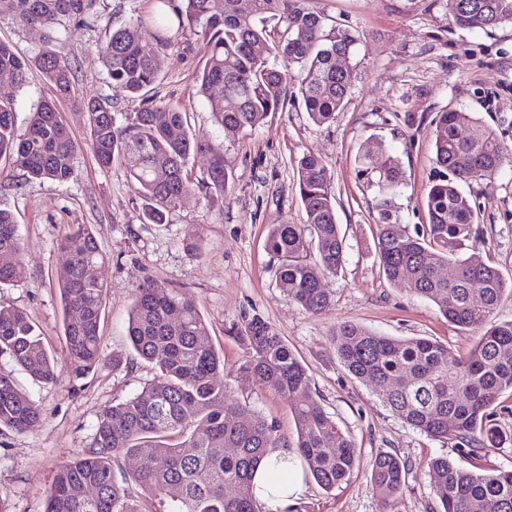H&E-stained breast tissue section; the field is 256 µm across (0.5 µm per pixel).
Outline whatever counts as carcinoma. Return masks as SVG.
<instances>
[{"label":"carcinoma","instance_id":"1","mask_svg":"<svg viewBox=\"0 0 512 512\" xmlns=\"http://www.w3.org/2000/svg\"><path fill=\"white\" fill-rule=\"evenodd\" d=\"M93 0H0V17L51 29L62 17L82 18ZM157 0L155 14L112 30L98 47L108 77L133 97L143 98L137 112L122 115L112 101L81 102L90 127V147L98 164L125 168L146 199L145 215L165 223L167 213L194 192L188 177L191 158L209 156L201 186L207 201L231 190L224 148L191 131L186 110L158 108L146 97L160 79V50L175 30L189 28L211 44V55L197 76L215 123L227 133L252 130L272 112L283 111L288 86H296L309 119L331 122L344 105L352 70L336 69V57L352 55L355 38L340 26L327 27L313 0H179L174 15ZM450 21L465 29L512 26V0H445ZM62 97L73 93L71 65L61 51L47 47L32 60L0 40V76L19 87L32 62ZM436 176L427 195V223L411 236L391 223L393 199L401 181L399 160L378 148L376 250L390 283L431 301L448 322L481 328L512 281L498 269L462 253L475 234L478 214L460 183L491 184L512 162V148L495 130L466 112L448 110L434 121ZM78 150L60 121L53 100L38 104L25 125H17L12 99H0V158L39 181L63 183L74 174ZM303 224H276L266 249L278 260V282L288 296L311 313L330 305L322 288L327 274L344 262V240L336 220V198L322 158L313 152L297 165ZM316 255L307 258L309 242ZM68 263L55 273L64 306L81 313L64 330L73 378L86 377L99 363L100 319L106 295L100 269L105 257L93 233L77 224L60 238ZM24 245L13 214L0 209V286L16 285L27 275ZM482 302H471L474 291ZM244 355L237 374L258 376L265 387L288 398L297 426V448L307 472L323 489L348 480L359 465L349 435L321 406L306 367L283 337L258 315L236 328ZM127 336L133 350L155 370L141 392L104 407L92 446L59 467L45 512H145L117 477L122 457L148 456L154 464L133 473L134 481L157 501L154 512H260L252 475L267 449L284 445L275 424L249 406L228 397L224 353L210 342L209 325L189 298L153 283L139 289L131 308ZM336 354L354 378L368 380L393 414L413 429L454 442L468 456L503 441L497 408L512 393V320L489 326L464 358L427 338H398L374 333L355 323L336 327ZM0 353L9 355L31 378L52 382L57 362L23 310L0 304ZM40 411L12 377L0 374V431L23 433ZM434 476L437 512H512V471L471 470L448 457L428 463ZM406 461L383 453L370 464V482L384 499L402 488ZM86 485L98 488L88 498ZM234 494H227V489Z\"/></svg>","mask_w":512,"mask_h":512}]
</instances>
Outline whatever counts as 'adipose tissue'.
<instances>
[{"mask_svg":"<svg viewBox=\"0 0 512 512\" xmlns=\"http://www.w3.org/2000/svg\"><path fill=\"white\" fill-rule=\"evenodd\" d=\"M253 485L255 498L269 512H283L299 496L304 485V474L295 449H268L254 473Z\"/></svg>","mask_w":512,"mask_h":512,"instance_id":"1","label":"adipose tissue"}]
</instances>
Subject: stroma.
I'll return each instance as SVG.
<instances>
[{"instance_id": "35a3bbf8", "label": "stroma", "mask_w": 512, "mask_h": 512, "mask_svg": "<svg viewBox=\"0 0 512 512\" xmlns=\"http://www.w3.org/2000/svg\"><path fill=\"white\" fill-rule=\"evenodd\" d=\"M328 24L339 23L357 39L348 64L353 82L333 122L313 124L299 96L289 95L283 111L263 126L225 136L197 92L196 76L211 54L207 39L187 30L160 56L163 79L151 90L157 105L186 108L193 130L223 145L233 190L208 203L196 191L173 209L166 223L145 218V202L125 169L98 165L90 147L81 99L107 97L117 113L137 111L142 102L113 86L97 48L112 29L154 14L156 0H93L81 21L64 18L55 27L56 44L72 68L74 94L58 96L39 70L22 87L0 86L15 101L17 122L25 124L44 100H55L62 122L79 150L67 182L38 181L0 160V208L15 216L24 240L26 280L0 288V303L25 310L47 349L58 359L57 378L33 380L8 355L0 373L38 406L41 419L28 431L0 433V512H45L47 493L59 465L88 448L101 410L138 393L154 376L131 350L127 323L135 296L152 282L191 298L224 353L230 399L251 406L273 422L280 437L295 442L296 424L286 397L256 377L239 378L234 368L243 349L233 329L248 315L270 322L307 367L318 399L349 432L360 465L348 481L327 491L306 480L293 512H435L427 463L445 456L464 468L512 470V396L502 399L497 420L506 441L480 458L457 453L452 442L426 436L388 410L370 383L353 379L334 345L337 325L352 322L393 337H425L467 354L479 332L448 323L429 300L394 287L385 278L376 251V172L363 170L360 154L384 146L401 163L394 223L415 233L427 220L426 200L434 175L437 113H473L512 146V27L488 31L456 28L440 0H315ZM321 156L331 174L336 218L345 241L344 264L323 286L329 307L311 313L280 288L278 261L266 249L269 228L306 220L297 163L306 152ZM479 215V233L466 253L512 278V164L492 185H466ZM87 225L106 262L100 323L102 359L80 380L68 371L64 309L52 274L66 262L58 241L73 225ZM124 357L113 367V356ZM388 452L406 461L403 488L382 499L370 482L369 463Z\"/></svg>"}]
</instances>
